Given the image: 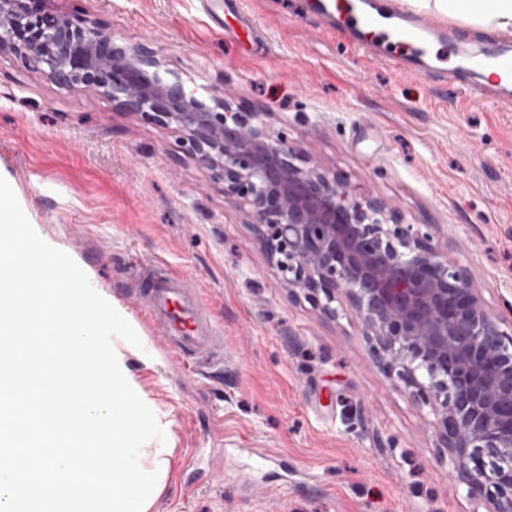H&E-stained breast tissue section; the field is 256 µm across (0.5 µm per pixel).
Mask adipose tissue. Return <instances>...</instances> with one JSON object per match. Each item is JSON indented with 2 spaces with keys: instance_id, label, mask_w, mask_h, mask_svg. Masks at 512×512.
Instances as JSON below:
<instances>
[{
  "instance_id": "adipose-tissue-1",
  "label": "adipose tissue",
  "mask_w": 512,
  "mask_h": 512,
  "mask_svg": "<svg viewBox=\"0 0 512 512\" xmlns=\"http://www.w3.org/2000/svg\"><path fill=\"white\" fill-rule=\"evenodd\" d=\"M417 8L433 9L449 18L489 32L512 27V0H409Z\"/></svg>"
}]
</instances>
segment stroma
Returning a JSON list of instances; mask_svg holds the SVG:
<instances>
[{
    "instance_id": "obj_1",
    "label": "stroma",
    "mask_w": 512,
    "mask_h": 512,
    "mask_svg": "<svg viewBox=\"0 0 512 512\" xmlns=\"http://www.w3.org/2000/svg\"><path fill=\"white\" fill-rule=\"evenodd\" d=\"M253 40H225L222 0H40L118 42L147 43L186 87L261 112L353 194L430 225L512 325V111L468 107L456 86L403 79L346 52L303 0H243ZM179 133L95 89L60 88L0 51V176L38 235L70 255L133 327L112 340L174 456L154 512H472L448 475L429 408L373 367L358 324L280 285L224 185L178 153ZM470 238L479 249L459 245ZM155 264L185 278L224 338L205 376L184 368L139 300ZM224 424L223 441L210 429ZM194 457L198 481L182 465ZM256 477L257 496L240 482Z\"/></svg>"
}]
</instances>
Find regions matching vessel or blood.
<instances>
[{
    "label": "vessel or blood",
    "mask_w": 512,
    "mask_h": 512,
    "mask_svg": "<svg viewBox=\"0 0 512 512\" xmlns=\"http://www.w3.org/2000/svg\"><path fill=\"white\" fill-rule=\"evenodd\" d=\"M311 10L325 23L328 33L343 31L354 52L379 60L396 72L413 77L436 74L448 80L452 74L430 64L435 43L454 35L448 27L428 16L405 12L399 0H370L360 11L357 0H312ZM481 48L463 57V69L485 75V82L471 85L467 100L474 105L512 109V38L478 36ZM142 304L151 324L170 339L172 353L183 363L206 354L214 362L224 359V345L200 297L186 288L181 277L157 273L141 291Z\"/></svg>",
    "instance_id": "vessel-or-blood-1"
}]
</instances>
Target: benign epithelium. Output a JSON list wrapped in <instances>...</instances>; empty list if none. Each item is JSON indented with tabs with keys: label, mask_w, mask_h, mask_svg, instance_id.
<instances>
[{
	"label": "benign epithelium",
	"mask_w": 512,
	"mask_h": 512,
	"mask_svg": "<svg viewBox=\"0 0 512 512\" xmlns=\"http://www.w3.org/2000/svg\"><path fill=\"white\" fill-rule=\"evenodd\" d=\"M39 0H0V50L62 88L83 85L181 133L179 152L212 171L294 298L361 324L373 364L435 415L448 474L473 512H512V331L434 235L311 164L261 112L204 99L147 43L119 45Z\"/></svg>",
	"instance_id": "7a95c632"
}]
</instances>
